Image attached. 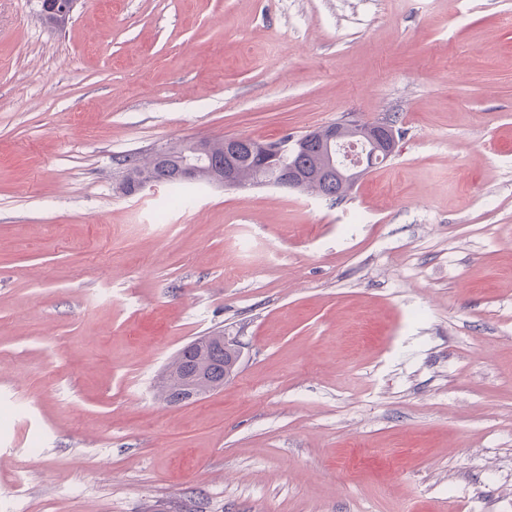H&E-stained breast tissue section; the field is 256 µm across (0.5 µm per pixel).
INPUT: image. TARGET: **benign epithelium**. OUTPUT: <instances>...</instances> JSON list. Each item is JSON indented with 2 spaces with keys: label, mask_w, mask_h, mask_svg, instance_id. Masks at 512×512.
<instances>
[{
  "label": "benign epithelium",
  "mask_w": 512,
  "mask_h": 512,
  "mask_svg": "<svg viewBox=\"0 0 512 512\" xmlns=\"http://www.w3.org/2000/svg\"><path fill=\"white\" fill-rule=\"evenodd\" d=\"M319 138L323 164L320 166L321 175L329 182L335 181L343 187L353 186L364 173V156L379 155L381 158L390 157L395 151L396 135L393 125L388 121H380L372 127H367L357 120L349 119L336 123L330 130L319 129L318 133H309L296 140L284 144L267 143L251 140L250 147L262 157L270 159H284V154H293L303 148L313 138ZM244 139L239 137L228 138L224 142V171L213 173L209 177V184L215 187L238 188L237 178L238 151ZM194 160L183 166L181 175L186 183H195L199 180L202 170L201 162L208 153V144L205 140L192 143ZM306 179L293 168L282 172V176L264 182H257V187H278L288 189H303Z\"/></svg>",
  "instance_id": "1"
}]
</instances>
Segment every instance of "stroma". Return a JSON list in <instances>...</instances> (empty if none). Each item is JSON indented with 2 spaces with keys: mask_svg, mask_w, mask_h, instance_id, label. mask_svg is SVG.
Segmentation results:
<instances>
[{
  "mask_svg": "<svg viewBox=\"0 0 512 512\" xmlns=\"http://www.w3.org/2000/svg\"><path fill=\"white\" fill-rule=\"evenodd\" d=\"M346 118L398 143L340 202L120 189ZM0 512H512V0H0ZM190 143L169 146L150 154L141 159L140 166L128 168L124 166V178L122 182V191L125 194L136 193V188L141 182L143 175H153L162 184L168 186L172 192L173 199L178 202H184L180 191L184 188L179 178V162L187 154L186 149ZM224 341L228 344L226 345ZM231 344L235 346L236 351ZM185 347L176 353L166 370L176 374L181 379L194 381L201 389L206 388L210 383L219 381L221 382L219 387H222L224 380L229 377L227 370L224 373V365H229L236 353L237 358L234 364L236 368L241 357V345L237 338L230 336L222 338V334L210 336L207 348L200 354L187 355L186 351L182 352ZM199 371H204L206 377L197 378Z\"/></svg>",
  "mask_w": 512,
  "mask_h": 512,
  "instance_id": "35a3bbf8",
  "label": "stroma"
}]
</instances>
